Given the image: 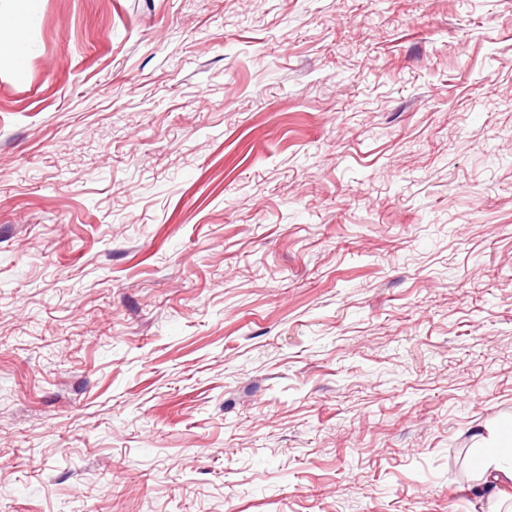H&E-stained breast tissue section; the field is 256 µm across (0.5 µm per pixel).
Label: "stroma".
Instances as JSON below:
<instances>
[{
    "label": "stroma",
    "instance_id": "1",
    "mask_svg": "<svg viewBox=\"0 0 512 512\" xmlns=\"http://www.w3.org/2000/svg\"><path fill=\"white\" fill-rule=\"evenodd\" d=\"M0 29V512H512V0H37ZM34 16L27 9L24 13L18 14L12 17L10 26L16 32L17 37L13 42L12 50L14 52L18 65H24L26 55L29 52V44L24 38V33L27 31L29 26L33 23ZM486 446L487 454L479 464L481 484L475 488L512 486V428L490 435Z\"/></svg>",
    "mask_w": 512,
    "mask_h": 512
}]
</instances>
